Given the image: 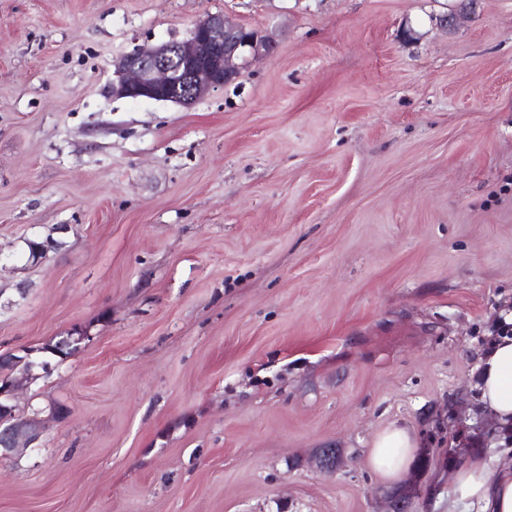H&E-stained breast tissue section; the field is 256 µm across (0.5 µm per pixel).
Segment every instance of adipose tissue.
<instances>
[{"label": "adipose tissue", "instance_id": "adipose-tissue-1", "mask_svg": "<svg viewBox=\"0 0 512 512\" xmlns=\"http://www.w3.org/2000/svg\"><path fill=\"white\" fill-rule=\"evenodd\" d=\"M481 408L498 425H512V336L498 337L479 364ZM417 440L410 429L391 425L372 443V465L390 478H398L414 460ZM448 512L468 502L477 512H512V466L491 470L486 460L473 455L452 471Z\"/></svg>", "mask_w": 512, "mask_h": 512}]
</instances>
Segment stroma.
<instances>
[{"label":"stroma","instance_id":"obj_1","mask_svg":"<svg viewBox=\"0 0 512 512\" xmlns=\"http://www.w3.org/2000/svg\"><path fill=\"white\" fill-rule=\"evenodd\" d=\"M457 5L0 0V354L85 336L17 394L68 414L0 456V512H448L450 467L512 465L476 390L512 316V0L435 27ZM210 14L274 54L187 108L113 96ZM417 440L410 429L393 424L379 432L372 443V465L392 479L398 478L414 460Z\"/></svg>","mask_w":512,"mask_h":512}]
</instances>
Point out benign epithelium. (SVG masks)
<instances>
[{"mask_svg": "<svg viewBox=\"0 0 512 512\" xmlns=\"http://www.w3.org/2000/svg\"><path fill=\"white\" fill-rule=\"evenodd\" d=\"M275 38L232 18L212 15L198 21L187 39L142 45L115 64L112 95L192 105L210 90L231 83L241 60L268 56ZM44 429L36 417L0 420V451L7 454L36 442Z\"/></svg>", "mask_w": 512, "mask_h": 512, "instance_id": "1", "label": "benign epithelium"}]
</instances>
